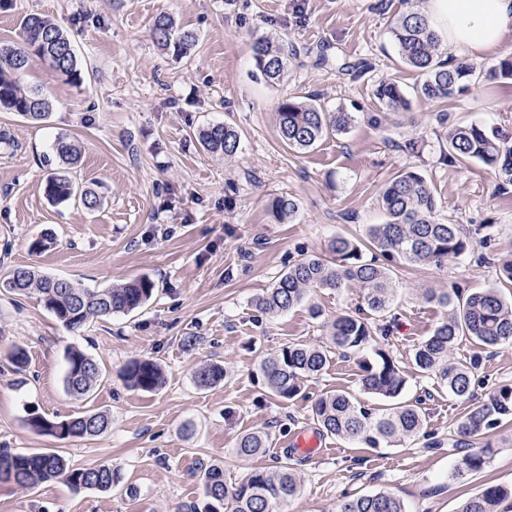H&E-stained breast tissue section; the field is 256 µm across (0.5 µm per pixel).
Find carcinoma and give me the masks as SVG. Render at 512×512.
<instances>
[{
    "instance_id": "1",
    "label": "carcinoma",
    "mask_w": 512,
    "mask_h": 512,
    "mask_svg": "<svg viewBox=\"0 0 512 512\" xmlns=\"http://www.w3.org/2000/svg\"><path fill=\"white\" fill-rule=\"evenodd\" d=\"M22 42L0 45V110L16 112L33 120L46 119L51 105L39 86L25 87L30 59L43 61L52 76L72 83L80 79V63L72 43L55 23L38 14L26 15L21 23ZM153 35L157 43L176 56L188 54L195 46L196 34L176 28L166 14L155 17ZM401 60L425 76L419 93L428 99H450L470 86L473 70L458 63L439 59V36L427 19L414 7L401 14L391 28ZM255 68L270 83L280 82L286 74L288 51L268 38L257 39L252 46ZM378 98L393 112L409 106L403 90L394 81L377 87ZM277 123L282 142L290 149L306 151L324 135L347 129L352 122L349 112H327L317 104V96L306 101L292 97L281 100ZM203 146L211 152L234 155L240 137L232 127L213 125L200 132ZM450 162L476 160L493 168L505 185H512V145L497 133L477 123L452 124L447 133ZM57 154L68 164L78 161L77 148L64 138L57 143ZM47 199L61 204L80 200L84 208L100 206L99 196L91 190H79L63 174L50 177L45 184ZM380 203L386 215L382 224L368 227L367 240L358 243L336 236L327 249L332 260L316 256L300 259L288 267L271 288L257 299L258 309L269 315L288 311L302 302L313 288L339 289L349 283L362 288L363 305L356 314H341L329 324L330 346L288 343L260 363V373L270 393L292 400L303 389V381L319 376L329 365L331 349L358 353L375 342V335L387 334L389 328L377 323L389 312L393 298V280L389 263H432L443 266L463 255L470 239L460 224L436 220L434 192L425 177L415 171L403 172L383 188ZM279 222L292 219L298 210L291 197L279 196L270 203ZM6 288L27 296L37 295L47 310L66 327L74 330L87 321L112 314H128L142 307L153 294L154 283L142 277L104 289L80 287L66 280L41 276L26 268H17L3 281ZM423 298L447 310L432 334L412 352V361L422 373L433 374L448 395L466 401L473 396V386L482 357L472 355L453 360L450 352L459 338L467 336L485 348L512 343V300H506L495 288L464 295L459 292L427 290ZM363 389L393 404L375 412L346 392L327 391L311 406L318 433L357 441L368 448L392 446L416 436L424 424V415L413 404L397 401L406 379L392 357L381 348L373 357L362 359ZM102 375L97 361L77 348L66 354V391L84 398L94 391ZM227 376L218 364L206 365L196 372L197 383L210 387ZM126 383L139 390L152 391L162 386L164 376L152 359H135L124 370ZM505 419H512V386L504 385L478 403L471 404L459 426L463 436L484 435ZM110 419L103 412L88 413L51 421L41 415L28 418L37 433L57 435L60 440L94 437L105 432ZM269 435L261 430L241 435L235 453L249 459L264 453ZM488 463L484 448L473 449L460 460L457 474L476 473ZM62 479L79 489L108 490L119 482V470L108 463L72 468L55 452L15 453L0 448V485L10 484L29 489L41 483ZM202 493L205 502L184 506V512H275V507L301 495V477L292 464L284 461L273 469L250 471L239 483H224V468L218 463L204 467ZM509 492L498 485L486 487L467 499L460 512H497ZM336 512H405L400 498L390 492L361 495L343 500Z\"/></svg>"
}]
</instances>
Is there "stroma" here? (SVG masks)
I'll return each instance as SVG.
<instances>
[{
    "label": "stroma",
    "instance_id": "stroma-1",
    "mask_svg": "<svg viewBox=\"0 0 512 512\" xmlns=\"http://www.w3.org/2000/svg\"><path fill=\"white\" fill-rule=\"evenodd\" d=\"M406 8L405 0H0V43L19 41L22 17L37 13L61 26L82 63L74 84L33 61L24 83L42 86L52 103L47 120L0 112V136L8 138L0 143V279L24 267L87 288L141 277L155 284L138 311L77 330L36 296L0 288V448H52L70 466L109 463L121 474L106 491L77 490L61 479L27 491L0 485V512H178L203 497L201 463L223 462L232 485L284 460L294 432L314 430L317 395L340 390L367 407H387L363 391L357 355L333 354L291 400L271 395L259 372L261 359L287 343L326 344L327 322L356 311V285L313 289L278 316L262 314L255 302L289 265L310 255L328 258L333 237L363 241L369 225L385 220L384 184L409 170L432 186L439 221L490 227L489 240L473 238L447 267L392 268L395 321L377 345L404 374L400 399L419 402L424 427L383 448L325 436L326 454L298 467L300 497L279 512H335L345 498L381 491L395 492L405 512H457L487 486L512 489V423L462 438L468 448L490 444L491 454L481 472L455 476L460 458L443 443L460 438L466 405L412 363L415 345L444 314L424 301L425 290L494 287L512 296V283L498 277L500 260L512 259V186L501 187L481 162L448 164L439 121L444 113L449 122H475L512 140V80L489 78L512 56V37L473 61L470 90L427 99L417 93L421 73L400 62L390 34ZM161 13L197 33L190 54L176 58L155 43L151 25ZM260 37L292 51L280 84H267L255 69L251 45ZM388 80L400 85L408 109L393 112L378 99V84ZM313 94L328 111L351 112L354 120L309 150L288 149L278 136L277 106ZM222 123L241 136L230 157L199 140L201 130ZM61 136L80 153L68 170L55 151ZM62 170L96 191L101 206L50 202L45 183ZM278 196L299 206L285 224L268 210ZM44 235L52 238L47 249L32 251ZM313 306L320 318H311ZM17 345L28 354L21 372L10 361ZM71 348L103 369L85 400L64 386ZM475 353L483 362L474 400L512 385V344L485 349L463 337L452 355ZM143 357L164 372V384L152 392L122 379L127 363ZM212 363L224 367L226 379L199 386L196 371ZM32 412L50 420L104 412L112 424L96 437L61 440L32 431ZM255 430L270 431L269 447L238 458L237 439Z\"/></svg>",
    "mask_w": 512,
    "mask_h": 512
}]
</instances>
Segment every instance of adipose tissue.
Returning <instances> with one entry per match:
<instances>
[{"mask_svg":"<svg viewBox=\"0 0 512 512\" xmlns=\"http://www.w3.org/2000/svg\"><path fill=\"white\" fill-rule=\"evenodd\" d=\"M421 13L461 57L481 59L512 33V0H423Z\"/></svg>","mask_w":512,"mask_h":512,"instance_id":"obj_1","label":"adipose tissue"}]
</instances>
